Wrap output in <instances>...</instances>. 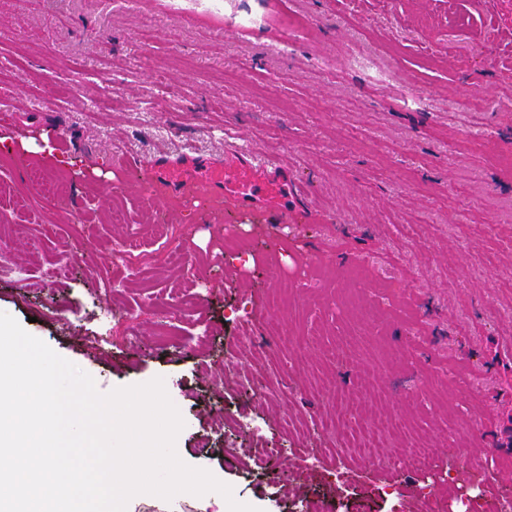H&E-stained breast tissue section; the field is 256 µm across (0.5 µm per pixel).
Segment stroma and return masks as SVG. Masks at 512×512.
<instances>
[{"label": "stroma", "instance_id": "35a3bbf8", "mask_svg": "<svg viewBox=\"0 0 512 512\" xmlns=\"http://www.w3.org/2000/svg\"><path fill=\"white\" fill-rule=\"evenodd\" d=\"M234 148L287 160V222L172 206L164 172ZM0 150V311L100 392L163 378L180 458L236 501L426 512L422 486L447 499L463 465L484 504L512 495V0H0ZM133 270L113 301L104 279ZM159 295L179 347L157 343ZM244 334L254 348L225 365ZM352 396L358 424L408 423L381 444L387 468L323 430ZM239 410L263 430L261 470L222 425ZM415 439L423 471L395 462ZM211 500L139 495L127 512Z\"/></svg>", "mask_w": 512, "mask_h": 512}]
</instances>
